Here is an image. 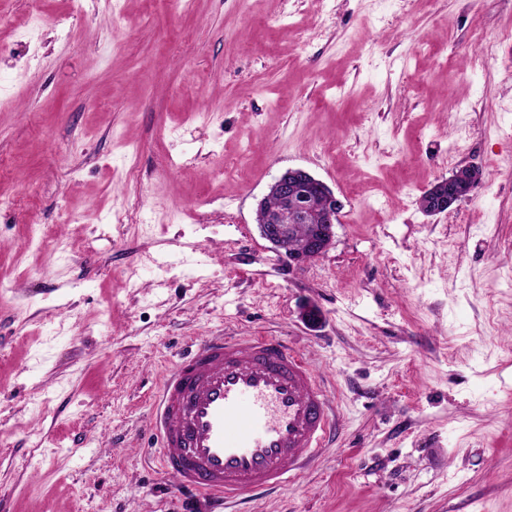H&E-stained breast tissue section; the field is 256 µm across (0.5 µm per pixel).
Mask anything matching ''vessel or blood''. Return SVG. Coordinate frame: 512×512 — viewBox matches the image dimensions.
I'll return each mask as SVG.
<instances>
[{
  "instance_id": "1",
  "label": "vessel or blood",
  "mask_w": 512,
  "mask_h": 512,
  "mask_svg": "<svg viewBox=\"0 0 512 512\" xmlns=\"http://www.w3.org/2000/svg\"><path fill=\"white\" fill-rule=\"evenodd\" d=\"M335 427L315 370L269 336L196 340L167 371L149 420L159 469L219 508L288 483Z\"/></svg>"
}]
</instances>
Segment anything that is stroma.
I'll return each mask as SVG.
<instances>
[{
    "instance_id": "obj_1",
    "label": "stroma",
    "mask_w": 512,
    "mask_h": 512,
    "mask_svg": "<svg viewBox=\"0 0 512 512\" xmlns=\"http://www.w3.org/2000/svg\"><path fill=\"white\" fill-rule=\"evenodd\" d=\"M1 96L0 512H208L149 393L255 335L336 428L226 512H512V0H0ZM296 167L342 203L302 267L255 221ZM481 171L474 166H462L452 172L448 178L442 179L429 190L428 198L422 197L421 205L429 212L442 213L457 202L469 197L481 181Z\"/></svg>"
}]
</instances>
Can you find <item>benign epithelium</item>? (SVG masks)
Segmentation results:
<instances>
[{"instance_id": "benign-epithelium-1", "label": "benign epithelium", "mask_w": 512, "mask_h": 512, "mask_svg": "<svg viewBox=\"0 0 512 512\" xmlns=\"http://www.w3.org/2000/svg\"><path fill=\"white\" fill-rule=\"evenodd\" d=\"M481 181V171L474 166H462L429 190V212L442 213L469 197ZM269 194L277 197L278 205L260 225L261 236L273 249L302 266L322 255L331 247L338 223L341 202L333 190L309 171L290 168L274 179ZM307 233L303 249L293 248L292 241L299 228Z\"/></svg>"}]
</instances>
